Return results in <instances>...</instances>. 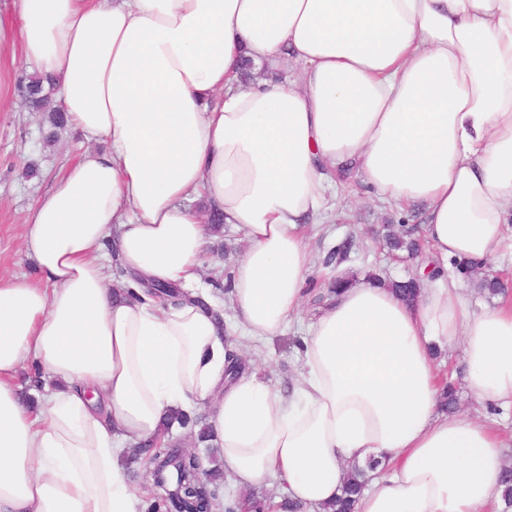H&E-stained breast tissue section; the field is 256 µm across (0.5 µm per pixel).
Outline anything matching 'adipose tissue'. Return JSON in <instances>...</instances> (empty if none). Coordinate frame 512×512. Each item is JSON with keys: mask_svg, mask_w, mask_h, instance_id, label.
Listing matches in <instances>:
<instances>
[{"mask_svg": "<svg viewBox=\"0 0 512 512\" xmlns=\"http://www.w3.org/2000/svg\"><path fill=\"white\" fill-rule=\"evenodd\" d=\"M24 62L90 148L31 206L37 281L0 277V512H139L120 460L175 410L207 411L236 486L304 512L343 464L381 460L355 512H504L507 440L438 411L435 352L478 402L512 407V299L451 275L414 301L351 284L305 327L291 395L230 376L200 287L221 214L247 242L230 297L249 335L298 321L304 229L334 172L425 207L441 259L484 266L512 223V0H13ZM257 78L243 81L244 64ZM128 280L108 285L105 255ZM52 389L30 405L17 373Z\"/></svg>", "mask_w": 512, "mask_h": 512, "instance_id": "adipose-tissue-1", "label": "adipose tissue"}]
</instances>
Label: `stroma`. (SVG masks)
Listing matches in <instances>:
<instances>
[{
  "instance_id": "stroma-1",
  "label": "stroma",
  "mask_w": 512,
  "mask_h": 512,
  "mask_svg": "<svg viewBox=\"0 0 512 512\" xmlns=\"http://www.w3.org/2000/svg\"><path fill=\"white\" fill-rule=\"evenodd\" d=\"M15 26L11 0H0V29L5 32L0 39V276L31 279L36 275L35 265L20 255L26 215L35 199L49 188L61 164L77 156L86 143L68 128L49 136L42 113L31 111L25 104L18 87L28 70L19 42L10 35ZM326 215L324 223L308 225L306 241L320 259L345 240H352L341 271L355 282L365 281L371 273L404 280L430 259L426 253L413 260L395 259L380 235L387 224L421 225L422 206L407 211L389 207L357 189L355 181L348 178L328 194ZM506 238L507 246L495 253L485 272L469 273L457 261L448 263L449 272L469 289L475 309L494 304V296L481 287L488 273L499 275L512 297V226ZM244 247L232 229L221 227L208 248L202 280L220 290L218 311L224 316L234 353L244 358L248 368L287 393L293 390L298 374L302 329L295 324L269 340L242 336L226 288L232 260Z\"/></svg>"
}]
</instances>
